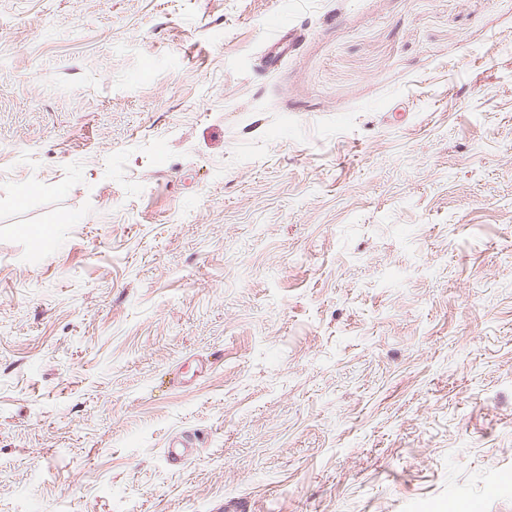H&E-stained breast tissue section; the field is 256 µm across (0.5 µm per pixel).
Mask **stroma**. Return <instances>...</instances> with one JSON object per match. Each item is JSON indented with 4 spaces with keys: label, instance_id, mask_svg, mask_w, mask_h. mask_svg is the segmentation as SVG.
Wrapping results in <instances>:
<instances>
[{
    "label": "stroma",
    "instance_id": "obj_1",
    "mask_svg": "<svg viewBox=\"0 0 512 512\" xmlns=\"http://www.w3.org/2000/svg\"><path fill=\"white\" fill-rule=\"evenodd\" d=\"M233 498L512 512V0H0V512Z\"/></svg>",
    "mask_w": 512,
    "mask_h": 512
}]
</instances>
